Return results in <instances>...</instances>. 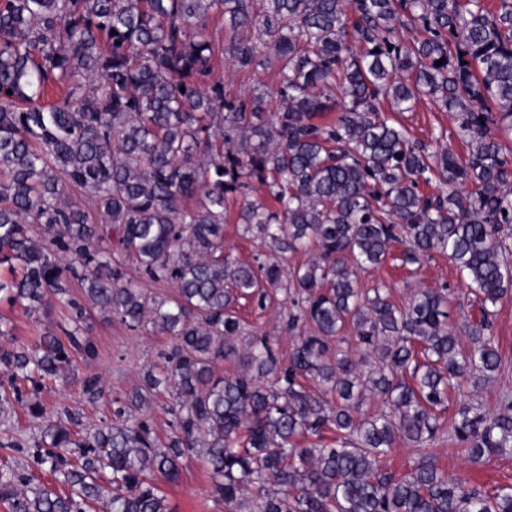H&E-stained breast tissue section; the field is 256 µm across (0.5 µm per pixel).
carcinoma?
Listing matches in <instances>:
<instances>
[{
  "label": "carcinoma",
  "mask_w": 512,
  "mask_h": 512,
  "mask_svg": "<svg viewBox=\"0 0 512 512\" xmlns=\"http://www.w3.org/2000/svg\"><path fill=\"white\" fill-rule=\"evenodd\" d=\"M224 17L235 68H274L282 110L258 90L224 95L210 19ZM424 37L400 40L399 30ZM443 60L440 66L435 65ZM63 96L43 103L47 89ZM428 96L461 113V158L429 153L380 111L409 112ZM322 112L336 120L319 125ZM512 130V0H0V301L28 312L78 280L74 320L101 308L135 330L174 337L147 391H172V433L126 419L75 439L51 425L42 439L78 448L68 491H19L0 468L11 512H172L162 483L197 457L229 512H512V488L448 479L433 444L448 392L504 371L493 308L512 290L497 239L512 224V160L494 129ZM448 193L428 195L432 176ZM240 195L243 231L273 247L259 268L224 257V206ZM41 231L35 232L34 225ZM154 282L166 308L112 261V241ZM448 253L478 298V319L450 322L448 294L419 289L398 307L357 272ZM316 255L284 274L280 259ZM290 303L288 362L265 336L237 347L235 295L263 309L269 290ZM359 359L334 344L347 325ZM473 344L458 348L459 335ZM242 370L214 377L212 364ZM0 364L53 378L70 364L53 336L0 350ZM382 409L361 414L366 394ZM336 432V446L298 438ZM473 464L512 449V394L496 411L455 413ZM414 450L397 477L384 461Z\"/></svg>",
  "instance_id": "cac0c4a2"
}]
</instances>
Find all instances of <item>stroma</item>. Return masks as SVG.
<instances>
[{
	"label": "stroma",
	"mask_w": 512,
	"mask_h": 512,
	"mask_svg": "<svg viewBox=\"0 0 512 512\" xmlns=\"http://www.w3.org/2000/svg\"><path fill=\"white\" fill-rule=\"evenodd\" d=\"M215 70L224 76L227 97L235 98L257 88L265 95L267 112H279L281 100L276 94L275 70H240L227 65L221 57L215 60ZM394 118L423 142H432L439 135L459 156L468 153L459 134L457 113L439 109L430 99H421L412 111L395 113ZM240 205V200L233 197L227 202L224 254L229 259L255 265L266 260L270 250L260 239L243 235L237 222ZM402 251V245H395L394 259L361 273V288L380 287L399 306L406 305L417 289H443L448 293L454 323L470 318L476 310L474 296L447 254L435 252L421 263L405 265L400 260ZM234 308L245 326L238 346H245L250 336L263 335L269 337L280 355H288L293 339L280 318L284 309L281 297L272 298L263 309L252 298L242 297ZM70 315V307L57 302L29 314L21 306L2 301L0 320L7 323L10 333L0 336V347L31 346L48 333L63 337ZM80 336L91 341L94 354L74 357L58 378L33 382L0 367V394L8 393L11 400L7 411L0 413V467H12L27 485L41 483L57 490L62 487L58 475L40 462L39 443L47 425L61 424L82 434L105 423H118L117 401L143 387L146 373L162 367L161 355L170 351L174 343L172 336L157 332L152 326L133 331L97 309L87 310ZM89 375L100 380L102 392L95 399L89 398L84 390V379ZM507 390L512 391V370L480 389H472L466 382L460 390L450 393L449 411L440 419L435 443L438 463L449 478L470 485L512 486V455H496L478 466L469 464L454 437L452 415L460 404L470 401L480 403L486 410H496ZM37 399L45 407L44 415L38 418L28 411L30 403ZM165 490L173 512H226L223 502L213 497L210 474L199 460H185L179 481L166 485Z\"/></svg>",
	"instance_id": "obj_1"
}]
</instances>
